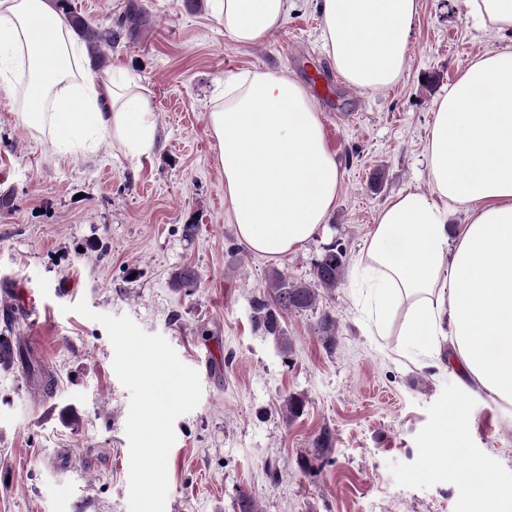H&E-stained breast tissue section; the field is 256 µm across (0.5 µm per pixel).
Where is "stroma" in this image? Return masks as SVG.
<instances>
[{"instance_id": "stroma-1", "label": "stroma", "mask_w": 512, "mask_h": 512, "mask_svg": "<svg viewBox=\"0 0 512 512\" xmlns=\"http://www.w3.org/2000/svg\"><path fill=\"white\" fill-rule=\"evenodd\" d=\"M318 2L295 0L276 34L245 47L206 0H71L103 27L147 13L107 53L108 68L143 88L156 128L145 155L109 138L89 153L52 152L0 99V336L55 380L48 394L21 362L0 365V512H129L130 393L105 328L71 312L82 300L162 335L199 374L198 406L174 423L165 512H233L243 493L260 512H461L472 459L503 489L486 512H512V406L395 354V337L360 322L350 279L288 315L290 354L252 328L268 270L312 281L332 243L354 264L393 195L429 192L437 100L474 58L512 48V31L475 26L464 0H420L403 76L362 91L323 47ZM255 69L303 83L343 172L328 224L276 262L237 236L207 120L225 78ZM186 224L199 227L193 239ZM184 267L200 279L173 290ZM326 313L332 347L317 330ZM292 397L305 404L296 418ZM453 411L456 438L445 429ZM326 429L335 444L315 456Z\"/></svg>"}]
</instances>
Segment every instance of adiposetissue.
I'll use <instances>...</instances> for the list:
<instances>
[{
	"instance_id": "obj_1",
	"label": "adipose tissue",
	"mask_w": 512,
	"mask_h": 512,
	"mask_svg": "<svg viewBox=\"0 0 512 512\" xmlns=\"http://www.w3.org/2000/svg\"><path fill=\"white\" fill-rule=\"evenodd\" d=\"M235 43L265 42L293 0H209ZM321 36L337 72L379 90L404 74L419 0H320ZM0 97L54 152L111 136L149 152L154 124L139 85L95 73L52 0H0ZM209 131L240 241L277 261L313 238L342 182L321 114L285 73L239 74L213 101ZM430 192L404 190L380 211L357 260L374 333L426 368L512 405V49L472 61L440 97L427 139ZM470 216L448 236L451 206Z\"/></svg>"
}]
</instances>
